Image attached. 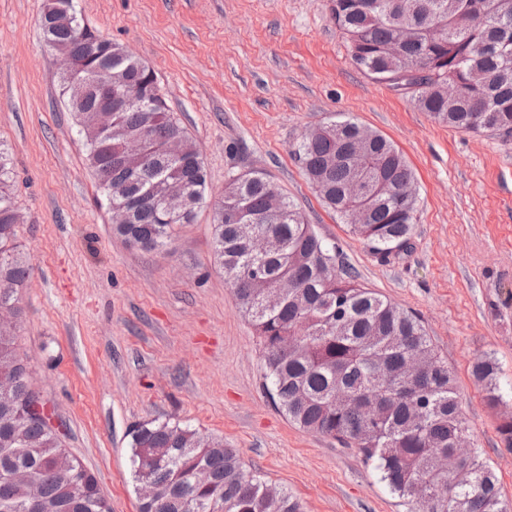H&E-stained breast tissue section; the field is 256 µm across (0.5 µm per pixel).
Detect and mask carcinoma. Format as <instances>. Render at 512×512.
<instances>
[{
	"instance_id": "cac0c4a2",
	"label": "carcinoma",
	"mask_w": 512,
	"mask_h": 512,
	"mask_svg": "<svg viewBox=\"0 0 512 512\" xmlns=\"http://www.w3.org/2000/svg\"><path fill=\"white\" fill-rule=\"evenodd\" d=\"M46 0V43L85 54L87 28ZM330 16L353 62L371 80L410 98L434 121L457 130L512 140V0H328ZM97 63L109 76L63 74L67 106L84 138L87 160L107 207L127 219L113 231L130 245L162 251L176 224H190L208 203L207 175L194 141L164 97L117 107L95 124L98 105L135 86L149 68L119 44L102 40ZM147 132L143 153L120 151ZM323 202L349 219L382 259L402 250L416 223L415 175L404 154L351 117L313 127L293 149ZM22 216L10 192L8 156L0 150V512H110L99 489L81 493L80 463L63 454L60 428L31 388L16 348L18 290L30 268L17 239ZM264 235L274 247L249 249ZM215 264L261 339L266 387L299 428L355 445L409 512H512L498 479L471 449L455 378L421 320L356 282L336 246L307 224L279 186L261 171L235 175L213 203ZM497 367L479 360L474 378L488 401L502 399ZM130 468L139 512H304L283 489L247 471L220 437L167 421L131 431ZM210 474L198 483L199 469Z\"/></svg>"
}]
</instances>
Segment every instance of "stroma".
<instances>
[{
	"label": "stroma",
	"mask_w": 512,
	"mask_h": 512,
	"mask_svg": "<svg viewBox=\"0 0 512 512\" xmlns=\"http://www.w3.org/2000/svg\"><path fill=\"white\" fill-rule=\"evenodd\" d=\"M85 23L151 68L195 141L218 199L265 170L337 247L358 283L415 312L453 369L462 416L512 501V143L439 124L351 60L328 0H76ZM44 0H0V148L13 167L30 276L17 351L65 425V447L112 512H137L131 430L170 421L223 438L306 512H406L359 450L304 431L263 379L260 339L211 252L212 210L165 251L112 232L65 105ZM340 114L379 131L417 178L407 248L380 259L321 204L291 149ZM498 365L500 405L472 368Z\"/></svg>",
	"instance_id": "stroma-1"
}]
</instances>
